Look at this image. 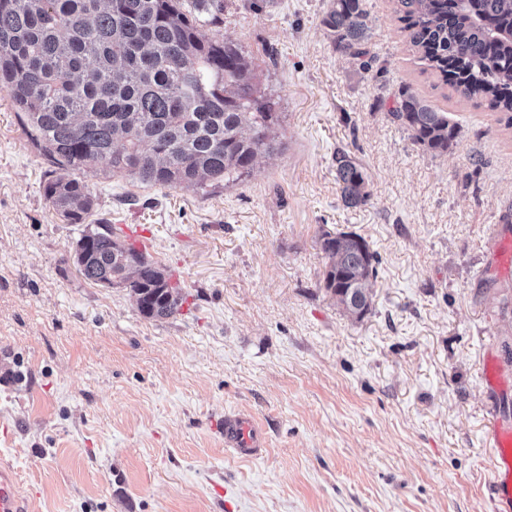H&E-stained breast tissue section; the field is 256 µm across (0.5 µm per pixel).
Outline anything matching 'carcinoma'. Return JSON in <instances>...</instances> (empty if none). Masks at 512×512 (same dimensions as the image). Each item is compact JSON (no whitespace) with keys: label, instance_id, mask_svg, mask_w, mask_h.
<instances>
[{"label":"carcinoma","instance_id":"obj_1","mask_svg":"<svg viewBox=\"0 0 512 512\" xmlns=\"http://www.w3.org/2000/svg\"><path fill=\"white\" fill-rule=\"evenodd\" d=\"M395 2L424 70L512 128V0ZM223 16L224 0H0V89L53 167L43 192L67 223L95 210L77 171L100 165L110 177L205 190L244 181L259 156L280 148L277 103L240 48L206 34ZM321 24L337 51L372 67L363 0H330ZM389 115L430 153L457 144L458 124L407 87ZM335 161L343 205H366L362 167L342 150ZM93 223L81 234L86 256L74 259L81 276L129 289L148 319L177 314L184 297L163 266L106 220ZM321 249L324 290L369 312L377 256L365 239L326 233Z\"/></svg>","mask_w":512,"mask_h":512}]
</instances>
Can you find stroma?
<instances>
[{"mask_svg":"<svg viewBox=\"0 0 512 512\" xmlns=\"http://www.w3.org/2000/svg\"><path fill=\"white\" fill-rule=\"evenodd\" d=\"M211 37L239 46L277 103L279 151L210 193L88 169L96 214L182 289L144 318L128 289L85 282L83 227L45 199L48 163L0 91V461L32 512H495L484 350L512 375V279L484 277L512 225V129L423 73L393 0H363L370 70L336 51L327 0H224ZM410 88L461 127L424 151L388 109ZM364 169L346 208L334 156ZM378 257L362 319L323 288V233ZM268 448L224 450L228 408Z\"/></svg>","mask_w":512,"mask_h":512,"instance_id":"35a3bbf8","label":"stroma"}]
</instances>
